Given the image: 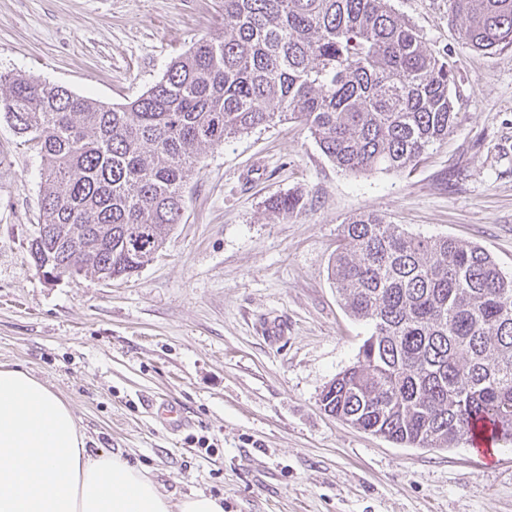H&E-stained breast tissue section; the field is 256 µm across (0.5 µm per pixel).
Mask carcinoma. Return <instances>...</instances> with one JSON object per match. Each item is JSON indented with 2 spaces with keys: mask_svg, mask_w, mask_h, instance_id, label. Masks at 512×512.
Returning <instances> with one entry per match:
<instances>
[{
  "mask_svg": "<svg viewBox=\"0 0 512 512\" xmlns=\"http://www.w3.org/2000/svg\"><path fill=\"white\" fill-rule=\"evenodd\" d=\"M462 46L512 47V0H448ZM452 66L389 0H224L135 99L112 106L0 74V112L42 162L35 268L129 277L165 244L200 151L296 119L344 173L404 172L448 139ZM301 198L274 196L289 217ZM331 276L371 334L324 410L414 448L472 436L512 447V276L476 245L409 233L374 212L342 225Z\"/></svg>",
  "mask_w": 512,
  "mask_h": 512,
  "instance_id": "1",
  "label": "carcinoma"
}]
</instances>
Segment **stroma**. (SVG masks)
<instances>
[{
	"label": "stroma",
	"mask_w": 512,
	"mask_h": 512,
	"mask_svg": "<svg viewBox=\"0 0 512 512\" xmlns=\"http://www.w3.org/2000/svg\"><path fill=\"white\" fill-rule=\"evenodd\" d=\"M391 7L453 67L448 139L369 176L338 171L294 121L204 149L179 224L129 278L36 270L41 161L0 117V363L64 398L88 448L224 512H512V448H409L320 402L368 334L328 276L355 214L478 245L512 275V49L458 44L448 0ZM223 21L224 0H0V73L118 103ZM281 194L303 208L268 211ZM148 399L186 425L166 429Z\"/></svg>",
	"instance_id": "35a3bbf8"
}]
</instances>
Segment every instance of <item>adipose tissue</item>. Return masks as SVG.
Masks as SVG:
<instances>
[{
	"label": "adipose tissue",
	"mask_w": 512,
	"mask_h": 512,
	"mask_svg": "<svg viewBox=\"0 0 512 512\" xmlns=\"http://www.w3.org/2000/svg\"><path fill=\"white\" fill-rule=\"evenodd\" d=\"M0 512H224V501L173 498L120 456L90 451L68 402L0 364Z\"/></svg>",
	"instance_id": "adipose-tissue-1"
}]
</instances>
